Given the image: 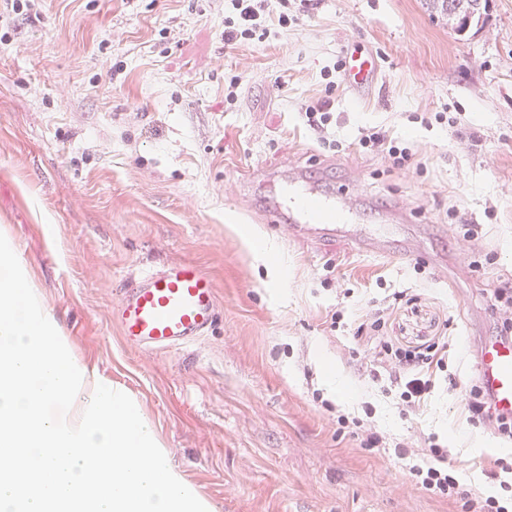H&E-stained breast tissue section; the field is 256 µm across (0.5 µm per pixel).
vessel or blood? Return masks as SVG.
<instances>
[{"mask_svg": "<svg viewBox=\"0 0 512 512\" xmlns=\"http://www.w3.org/2000/svg\"><path fill=\"white\" fill-rule=\"evenodd\" d=\"M343 77L360 92L377 78L375 58L358 46L343 49ZM269 193L264 199L268 219L287 214L293 230L319 241H336L347 233L352 204L326 191L316 179L293 171L262 175ZM126 348L169 351L193 345L213 327L216 287L212 278L191 259L142 271L125 283L111 309ZM477 369L480 381L497 412L512 417V339L486 337Z\"/></svg>", "mask_w": 512, "mask_h": 512, "instance_id": "vessel-or-blood-1", "label": "vessel or blood"}]
</instances>
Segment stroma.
Listing matches in <instances>:
<instances>
[{
	"label": "stroma",
	"mask_w": 512,
	"mask_h": 512,
	"mask_svg": "<svg viewBox=\"0 0 512 512\" xmlns=\"http://www.w3.org/2000/svg\"><path fill=\"white\" fill-rule=\"evenodd\" d=\"M35 4L0 0V230L76 358L134 401L211 512H462L394 453L430 436L452 448L464 491L500 494L490 472L512 446L472 449L490 434L461 390L497 331L487 295L512 286V0H491L482 28L460 34L427 0H264V34L237 45L224 42L228 0ZM352 42L379 66L361 93L339 68ZM320 105L332 114L322 137L305 118ZM371 128L410 148L407 167L359 148ZM327 158L324 188L367 204L351 230L383 234L386 253L296 237L256 209L263 183L241 178L314 175ZM381 204L403 222L383 221ZM452 206L493 263L473 267ZM246 228L277 248L285 283ZM180 259L214 278L215 326L184 350L126 349L109 315L125 280ZM377 308L394 345L451 337L458 390L439 378L404 411L361 366L357 330Z\"/></svg>",
	"instance_id": "obj_1"
}]
</instances>
